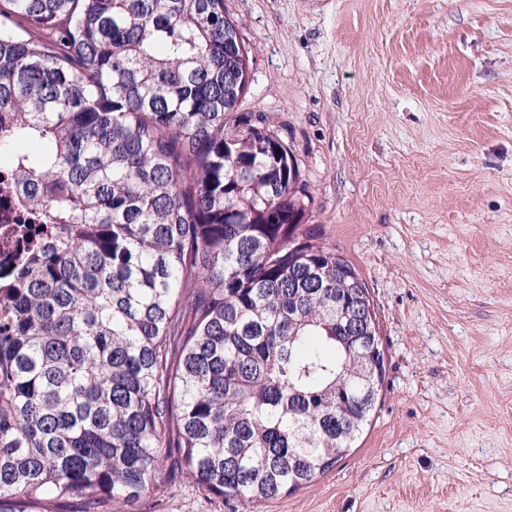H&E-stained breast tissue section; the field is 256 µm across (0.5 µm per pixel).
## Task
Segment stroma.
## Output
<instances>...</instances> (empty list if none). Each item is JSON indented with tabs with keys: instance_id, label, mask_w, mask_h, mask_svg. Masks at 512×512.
Listing matches in <instances>:
<instances>
[{
	"instance_id": "stroma-1",
	"label": "stroma",
	"mask_w": 512,
	"mask_h": 512,
	"mask_svg": "<svg viewBox=\"0 0 512 512\" xmlns=\"http://www.w3.org/2000/svg\"><path fill=\"white\" fill-rule=\"evenodd\" d=\"M385 350L349 455L257 512H512V0H224ZM119 512H242L182 475Z\"/></svg>"
}]
</instances>
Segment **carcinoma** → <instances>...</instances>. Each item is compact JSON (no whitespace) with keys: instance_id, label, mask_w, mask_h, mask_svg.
<instances>
[{"instance_id":"1","label":"carcinoma","mask_w":512,"mask_h":512,"mask_svg":"<svg viewBox=\"0 0 512 512\" xmlns=\"http://www.w3.org/2000/svg\"><path fill=\"white\" fill-rule=\"evenodd\" d=\"M248 82L224 0H0V161L35 220L0 282V512H112L176 472L257 506L371 421L373 341L336 317L368 288Z\"/></svg>"}]
</instances>
